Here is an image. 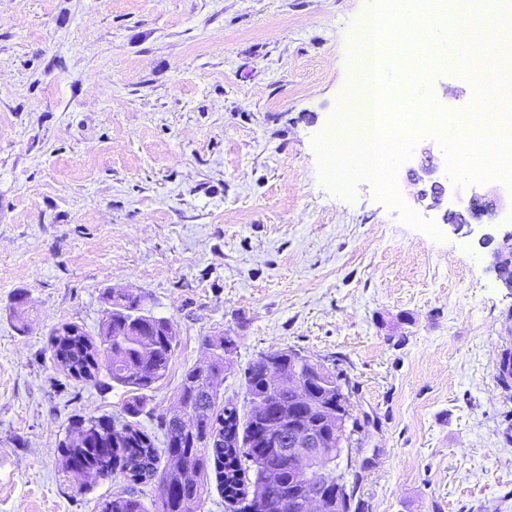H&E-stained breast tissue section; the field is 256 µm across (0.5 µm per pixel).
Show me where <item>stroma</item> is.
<instances>
[{
	"mask_svg": "<svg viewBox=\"0 0 512 512\" xmlns=\"http://www.w3.org/2000/svg\"><path fill=\"white\" fill-rule=\"evenodd\" d=\"M371 0H0V512H97L124 475L79 486L72 420L121 418L127 390L57 366L51 332L97 336L109 293L167 318L178 347L139 421L228 336L221 400L292 349L343 369L357 426L336 461L365 512H512V296L477 235L418 202L438 141L396 172L407 224L361 179L322 180L314 142L345 111ZM429 82L458 111L476 85ZM25 298V323L13 314Z\"/></svg>",
	"mask_w": 512,
	"mask_h": 512,
	"instance_id": "35a3bbf8",
	"label": "stroma"
}]
</instances>
